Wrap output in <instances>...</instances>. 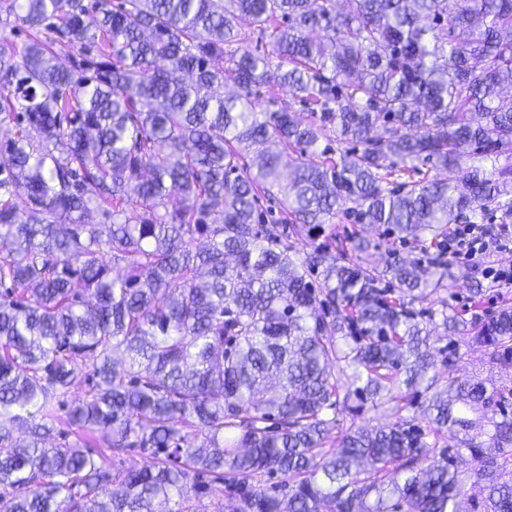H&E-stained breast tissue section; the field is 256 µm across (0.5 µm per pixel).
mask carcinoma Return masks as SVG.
Here are the masks:
<instances>
[{
  "mask_svg": "<svg viewBox=\"0 0 512 512\" xmlns=\"http://www.w3.org/2000/svg\"><path fill=\"white\" fill-rule=\"evenodd\" d=\"M276 87L308 115L261 107ZM330 132L336 158L318 147ZM488 155L505 163L462 188L427 175ZM341 210L363 224L351 256L277 233ZM477 212L512 220V0H3L0 512H205L215 496L229 512H467L427 441L455 431L485 512H512L504 392L434 390L428 326L454 328V308L408 306L430 287L420 261L388 267L391 299L366 259L375 228L439 247ZM469 343L511 370L512 308ZM339 362L346 400L434 390L428 429L403 418L329 448ZM61 422L74 439L53 446ZM86 432L145 463L113 469ZM275 475L287 494L257 484Z\"/></svg>",
  "mask_w": 512,
  "mask_h": 512,
  "instance_id": "cac0c4a2",
  "label": "carcinoma"
}]
</instances>
